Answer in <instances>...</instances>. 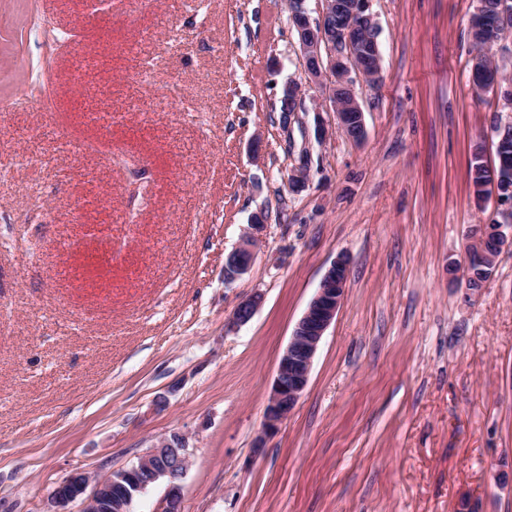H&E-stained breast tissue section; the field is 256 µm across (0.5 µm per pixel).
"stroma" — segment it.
<instances>
[{
  "label": "stroma",
  "instance_id": "1",
  "mask_svg": "<svg viewBox=\"0 0 512 512\" xmlns=\"http://www.w3.org/2000/svg\"><path fill=\"white\" fill-rule=\"evenodd\" d=\"M477 6L374 0L383 80L356 86L357 143L332 112L318 141L309 94L282 121L306 81L286 0H112L97 27L87 0H0V512H44L72 472L174 434L182 512H512V251L480 290L462 277L470 226L496 216L473 154L491 162L512 120L472 83ZM40 138L46 162L17 165ZM260 211L256 260L225 284ZM341 256L308 387L260 437ZM347 279L348 267L343 259L336 260L321 279L280 358L264 410L260 437L265 438L279 429L306 390L313 358L326 329L342 305ZM260 437L255 448L263 446L264 440Z\"/></svg>",
  "mask_w": 512,
  "mask_h": 512
}]
</instances>
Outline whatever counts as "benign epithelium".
Returning a JSON list of instances; mask_svg holds the SVG:
<instances>
[{
	"label": "benign epithelium",
	"mask_w": 512,
	"mask_h": 512,
	"mask_svg": "<svg viewBox=\"0 0 512 512\" xmlns=\"http://www.w3.org/2000/svg\"><path fill=\"white\" fill-rule=\"evenodd\" d=\"M372 0H348L334 14L333 4L322 0L318 17H311L305 0H288L290 23L297 31L301 59L308 77V87L318 90L324 100L316 112H334L342 128L354 130L351 139L361 142L366 135L364 112L356 92L361 80L369 86L381 79V54L377 42V28L371 12ZM480 46L490 50L507 38L501 27H481ZM473 78L481 88L500 92L504 100L512 97V86L502 81L499 72L489 66L485 56L474 58ZM302 87L290 83L283 88V111L295 112L301 106ZM495 197L500 207L499 220L477 224L470 231L465 245L463 275L470 278L473 268L495 269L502 251L512 248V186L507 177L490 167V179L481 187L477 199L481 202ZM264 214L252 217L251 232L224 262V279L231 283L246 274L255 258L259 234L264 228ZM348 267L343 259L336 260L321 279L306 312L298 321L290 342L283 352L270 395L264 410L262 436L255 447L263 446L265 436L276 432L295 408L306 390L313 358L326 329L340 309L347 285ZM262 302V296L253 294L237 304L233 322H248ZM189 466L187 441L164 438L137 464L96 477L75 471L59 482L50 493L51 510L66 512L67 506L83 496L93 486L88 504L99 507L110 505V512H129L126 497L115 493L122 482H130L139 494L158 481L166 482V493L161 512H181V480Z\"/></svg>",
	"instance_id": "1"
}]
</instances>
